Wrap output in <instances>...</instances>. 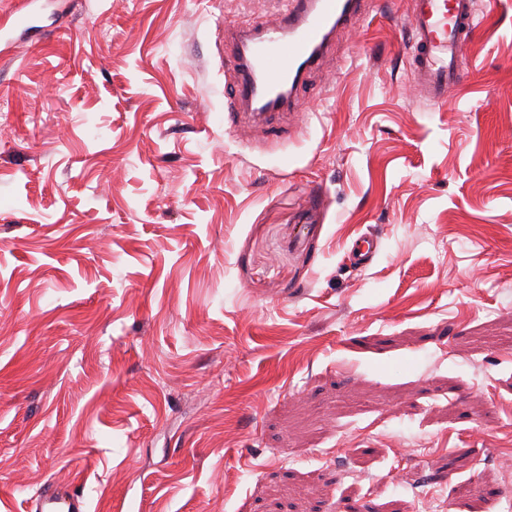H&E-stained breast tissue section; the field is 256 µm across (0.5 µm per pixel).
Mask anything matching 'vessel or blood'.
I'll use <instances>...</instances> for the list:
<instances>
[{
  "instance_id": "1",
  "label": "vessel or blood",
  "mask_w": 512,
  "mask_h": 512,
  "mask_svg": "<svg viewBox=\"0 0 512 512\" xmlns=\"http://www.w3.org/2000/svg\"><path fill=\"white\" fill-rule=\"evenodd\" d=\"M274 18L233 34V96L227 120L243 112H280L298 105L304 77L316 70L336 29L363 20L369 0H280ZM413 39L408 48L414 88L432 104L445 101L465 78L463 47L476 22L474 0H409ZM31 512H87L82 493L47 487Z\"/></svg>"
}]
</instances>
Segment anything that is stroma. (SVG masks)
<instances>
[{
  "label": "stroma",
  "instance_id": "stroma-1",
  "mask_svg": "<svg viewBox=\"0 0 512 512\" xmlns=\"http://www.w3.org/2000/svg\"><path fill=\"white\" fill-rule=\"evenodd\" d=\"M42 2L0 65V512H512V0L442 105L377 0L236 126L224 30L273 0ZM31 512H86L82 493L70 487H47L31 501Z\"/></svg>",
  "mask_w": 512,
  "mask_h": 512
}]
</instances>
